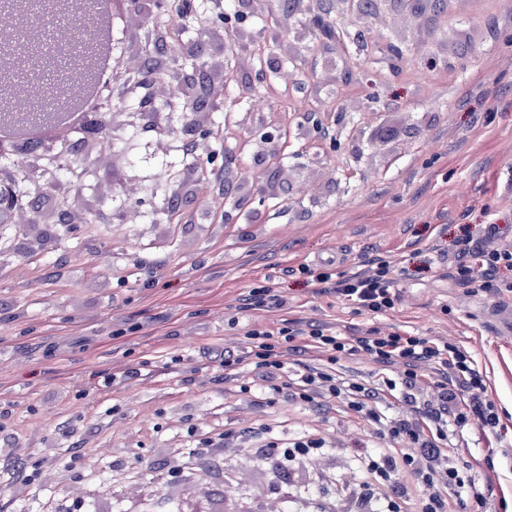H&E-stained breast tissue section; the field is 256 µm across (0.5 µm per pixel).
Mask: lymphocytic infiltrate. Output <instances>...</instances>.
<instances>
[{"instance_id": "1", "label": "lymphocytic infiltrate", "mask_w": 512, "mask_h": 512, "mask_svg": "<svg viewBox=\"0 0 512 512\" xmlns=\"http://www.w3.org/2000/svg\"><path fill=\"white\" fill-rule=\"evenodd\" d=\"M464 257L478 255L486 282L495 281L501 269H512V248L474 246L472 237L456 244ZM308 274L319 293L342 297L367 311L383 313L396 300L390 263L375 259L373 267L351 275L315 268ZM249 358L265 371V393H290L308 403L314 396L345 400L352 411L369 424L386 427L397 440L394 448H360L355 454L360 478L375 479L391 492L379 499L372 512H403L400 498L419 491L420 512H458L467 495L478 503L492 498V491L474 494L470 467L460 465L453 454L454 442L468 429L480 435L496 434L498 410L483 396L484 378L471 353L463 347L426 336H404L378 329L360 336H339L323 328L302 330L283 327L272 332L259 327L248 333ZM322 353L320 366L304 365L298 379L284 374L286 353L307 350ZM362 353L382 367L403 366L399 382L383 389L337 377L334 365L339 356ZM397 393L411 408L406 419H389L380 404Z\"/></svg>"}]
</instances>
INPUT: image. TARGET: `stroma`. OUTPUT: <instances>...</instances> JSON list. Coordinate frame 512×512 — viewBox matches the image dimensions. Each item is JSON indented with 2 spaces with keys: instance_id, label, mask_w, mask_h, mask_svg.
Returning <instances> with one entry per match:
<instances>
[{
  "instance_id": "1",
  "label": "stroma",
  "mask_w": 512,
  "mask_h": 512,
  "mask_svg": "<svg viewBox=\"0 0 512 512\" xmlns=\"http://www.w3.org/2000/svg\"><path fill=\"white\" fill-rule=\"evenodd\" d=\"M196 2L200 17L182 22L180 41L198 56L162 53L169 22L141 11L119 45L154 49L158 88L203 63L211 107L156 98L159 132L113 123L98 154L69 174L58 154L33 158L42 221L0 231L11 240L0 252V512H42L49 500L70 512L92 470L106 484L137 471L138 484L177 500L169 474L175 459L193 458L202 432L243 446L319 434L327 450L303 472L307 483L349 476L354 449L393 447L342 401H270L249 386L263 370L225 373V356H245L250 329L286 325L340 336L377 328L471 352L500 423L488 438L465 432L455 455L478 487L493 484L492 512H512V335L480 314L512 301V272L482 288L478 267L451 254L469 232L512 246V0H453L421 20L385 0L380 16H353L351 34L398 47L396 59L365 55L351 39L313 53L317 0H224L247 17L232 47L223 27L199 23L211 0ZM270 57L293 64L259 82ZM312 113L323 132L309 126ZM186 122L212 131L189 151L178 132ZM258 125L283 139L262 148ZM228 180L245 191L225 194ZM174 197L175 221L163 208ZM62 204L78 214L76 232L57 225L51 210ZM377 256L391 261L399 296L381 314L316 293L302 273L330 264L351 274ZM260 286L284 307L245 305ZM402 371L362 354L336 363L337 376L369 387ZM35 461L44 474L33 480ZM201 464L227 502L260 496L281 512L289 475L273 460L222 452Z\"/></svg>"
}]
</instances>
